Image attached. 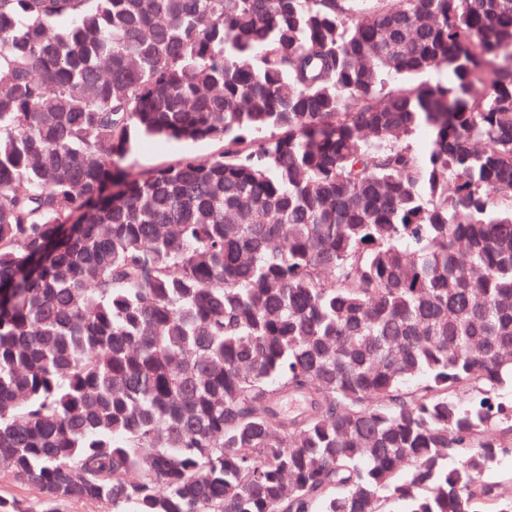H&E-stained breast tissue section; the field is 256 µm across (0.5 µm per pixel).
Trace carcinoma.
<instances>
[{"label": "carcinoma", "mask_w": 512, "mask_h": 512, "mask_svg": "<svg viewBox=\"0 0 512 512\" xmlns=\"http://www.w3.org/2000/svg\"><path fill=\"white\" fill-rule=\"evenodd\" d=\"M507 389L512 0H0V477L42 512H512ZM219 148L218 144L208 141L183 143L141 139L134 144L121 165L132 171L147 170L183 157H207Z\"/></svg>", "instance_id": "1"}]
</instances>
